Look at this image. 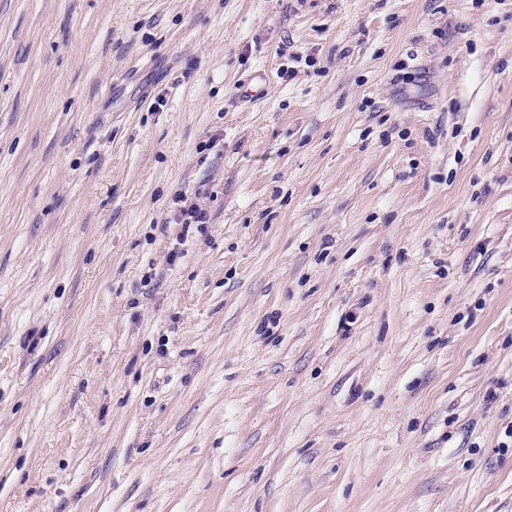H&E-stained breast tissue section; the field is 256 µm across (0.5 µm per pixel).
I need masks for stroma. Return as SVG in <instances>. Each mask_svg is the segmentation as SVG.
Masks as SVG:
<instances>
[{"instance_id":"35a3bbf8","label":"stroma","mask_w":512,"mask_h":512,"mask_svg":"<svg viewBox=\"0 0 512 512\" xmlns=\"http://www.w3.org/2000/svg\"><path fill=\"white\" fill-rule=\"evenodd\" d=\"M510 429L512 0H0V512H512Z\"/></svg>"}]
</instances>
